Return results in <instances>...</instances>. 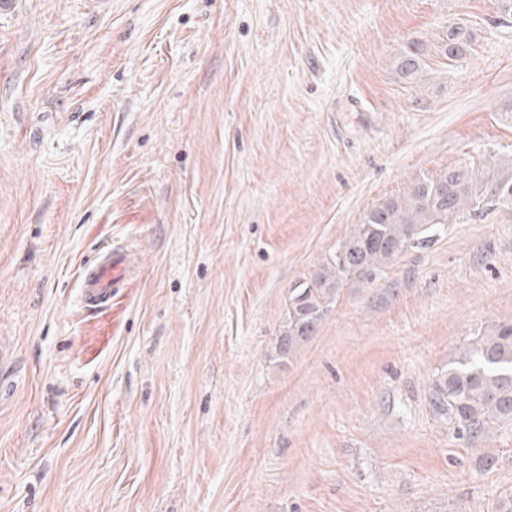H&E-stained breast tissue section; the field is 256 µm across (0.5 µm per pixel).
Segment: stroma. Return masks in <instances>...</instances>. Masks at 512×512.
Listing matches in <instances>:
<instances>
[{
	"mask_svg": "<svg viewBox=\"0 0 512 512\" xmlns=\"http://www.w3.org/2000/svg\"><path fill=\"white\" fill-rule=\"evenodd\" d=\"M495 0L0 5V512H495L512 422L427 402L512 323V208L351 278L288 359L291 288L426 174L512 156ZM472 42L455 61L450 25ZM418 48L408 76L401 57ZM133 270L106 307L79 274ZM127 255L109 248L80 275V301L87 309H97L112 299V293L126 280L130 271Z\"/></svg>",
	"mask_w": 512,
	"mask_h": 512,
	"instance_id": "35a3bbf8",
	"label": "stroma"
}]
</instances>
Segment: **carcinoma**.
<instances>
[{
	"instance_id": "obj_1",
	"label": "carcinoma",
	"mask_w": 512,
	"mask_h": 512,
	"mask_svg": "<svg viewBox=\"0 0 512 512\" xmlns=\"http://www.w3.org/2000/svg\"><path fill=\"white\" fill-rule=\"evenodd\" d=\"M470 44L467 28L453 25L444 54L454 60ZM498 205H512V160L494 176L466 166L425 175L405 195L378 203L310 278L291 288L276 356L290 357L314 335L346 280L372 279L407 249L427 246L426 231L486 216ZM428 401L434 414L454 425L456 436L472 441L498 422L512 421V323L469 340L448 360L447 369L434 374Z\"/></svg>"
}]
</instances>
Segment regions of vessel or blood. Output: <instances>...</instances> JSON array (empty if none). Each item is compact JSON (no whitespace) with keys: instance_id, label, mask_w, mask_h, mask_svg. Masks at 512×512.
Here are the masks:
<instances>
[{"instance_id":"b4317fda","label":"vessel or blood","mask_w":512,"mask_h":512,"mask_svg":"<svg viewBox=\"0 0 512 512\" xmlns=\"http://www.w3.org/2000/svg\"><path fill=\"white\" fill-rule=\"evenodd\" d=\"M130 267L124 251L107 249L81 272L80 301L85 308L103 307L127 279Z\"/></svg>"}]
</instances>
